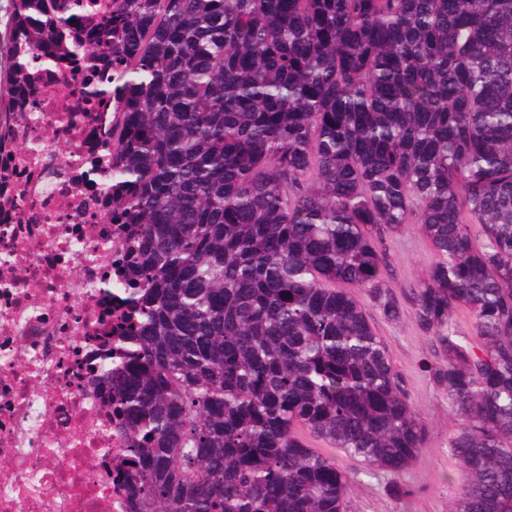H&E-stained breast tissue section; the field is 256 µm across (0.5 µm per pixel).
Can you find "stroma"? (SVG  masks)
I'll return each mask as SVG.
<instances>
[{"label": "stroma", "mask_w": 512, "mask_h": 512, "mask_svg": "<svg viewBox=\"0 0 512 512\" xmlns=\"http://www.w3.org/2000/svg\"><path fill=\"white\" fill-rule=\"evenodd\" d=\"M387 265L383 283L397 297L416 287L435 254L418 225L406 224L384 239ZM358 299L374 331L385 343L395 371L412 405L424 416L425 443L409 465L399 472L370 468L345 453L336 461L348 479L347 512H449L466 475L450 447L461 420L437 386L431 370L441 357L431 336L416 325L410 304L404 303L398 320L390 321L366 292Z\"/></svg>", "instance_id": "stroma-1"}]
</instances>
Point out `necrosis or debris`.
Instances as JSON below:
<instances>
[{"label":"necrosis or debris","mask_w":512,"mask_h":512,"mask_svg":"<svg viewBox=\"0 0 512 512\" xmlns=\"http://www.w3.org/2000/svg\"><path fill=\"white\" fill-rule=\"evenodd\" d=\"M65 58L31 69L0 125V512H132L123 441L89 386L136 322L118 279L129 227L101 183L112 114Z\"/></svg>","instance_id":"obj_1"}]
</instances>
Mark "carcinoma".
<instances>
[{"mask_svg": "<svg viewBox=\"0 0 512 512\" xmlns=\"http://www.w3.org/2000/svg\"><path fill=\"white\" fill-rule=\"evenodd\" d=\"M10 0L15 81L112 58V213L137 310L101 380L135 512H345L337 448L400 471L427 431L385 318L381 231L436 254L406 294L463 427L452 512H512V0ZM482 228L475 246L470 225ZM468 309L480 344L451 325Z\"/></svg>", "mask_w": 512, "mask_h": 512, "instance_id": "cac0c4a2", "label": "carcinoma"}]
</instances>
